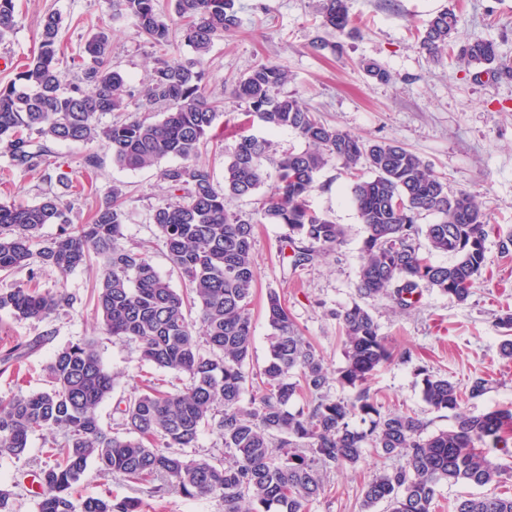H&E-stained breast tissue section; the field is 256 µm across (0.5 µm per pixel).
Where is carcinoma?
Instances as JSON below:
<instances>
[{"mask_svg": "<svg viewBox=\"0 0 512 512\" xmlns=\"http://www.w3.org/2000/svg\"><path fill=\"white\" fill-rule=\"evenodd\" d=\"M119 7L160 50L179 26L193 53L184 61L158 60L140 91L145 109L165 106L163 117L100 126L99 115L124 108V97L131 94L128 80L108 64L109 38L100 32L85 46L81 81L62 88L61 19L51 13L42 20L37 54L0 88V144L12 165L23 170L39 167L50 143L103 141L113 164L130 171L179 160L161 170L178 201L157 207L153 223L186 291L173 288L146 251L119 244L127 215L117 187L89 224L69 223L55 195L29 206L1 201L0 272L23 270L37 258L64 279L101 259L94 306L102 333L136 343L143 360L185 376L187 383L178 389L165 387L162 379L144 380L135 394L115 404L122 431H108L98 409L112 393L114 376L105 369L97 342L84 340L54 355L46 366V388L0 399V457L24 454L37 432L51 436L45 442L51 465L36 475L37 512H140L139 498L74 497L73 486L91 465L103 476H118L153 494L174 490L187 498L214 499L222 512H306L324 492V473L354 468L368 452L396 464L365 484L362 512L381 505L385 512H435L443 483L503 482L505 470L489 458L488 449L508 448L511 409L464 411L456 383L420 368L423 400L452 419L448 429L427 435V424L417 415L382 411L368 385L393 359L368 302L387 298L407 310L424 287L466 302L485 268L486 241L494 231L482 203L467 191H449L448 183L406 148L325 125L298 97L275 94L287 74L270 64H259L240 79L235 95L247 104L246 117L269 131L292 130L306 147L277 161L269 185L263 164L268 140L242 136L224 163V186H218L198 160L201 146L224 136L218 123L223 99L206 93L203 61L215 38L239 26L235 0H174L172 16L160 13L156 0H119ZM321 13L324 26L340 34L351 24L347 0H323ZM458 21L450 9L435 14L420 32L419 49L433 59L448 52ZM16 24L15 0H0V41ZM458 56L469 65H490L499 60L498 46L477 38L462 44ZM333 161L350 175L369 173L352 187L365 238L355 286L360 301L334 312L345 358L336 383L350 391L336 399L326 391L323 357L274 290L265 306L271 330L267 362L255 373L246 371L257 280L256 222L224 205L227 198L268 186L260 199L261 219L288 228L292 265L304 267L344 240L341 225L307 201L318 174ZM423 212L436 215L437 222L417 224ZM47 224L58 225L59 232L44 239ZM421 237L428 242L425 252ZM435 253L453 260L437 263ZM35 277L31 271L26 282L0 293V311L43 322L74 303L63 290L39 291ZM498 327L509 333L500 353L511 360L512 314L500 317ZM39 345L38 340L18 343L0 355V363L18 369ZM206 427L214 428L229 450L224 460L185 454ZM450 512H512V495H462Z\"/></svg>", "mask_w": 512, "mask_h": 512, "instance_id": "cac0c4a2", "label": "carcinoma"}]
</instances>
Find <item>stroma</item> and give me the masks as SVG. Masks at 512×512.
<instances>
[{"label": "stroma", "mask_w": 512, "mask_h": 512, "mask_svg": "<svg viewBox=\"0 0 512 512\" xmlns=\"http://www.w3.org/2000/svg\"><path fill=\"white\" fill-rule=\"evenodd\" d=\"M240 25L215 39L205 58V87L224 100V118L236 122L245 109L234 94L236 82L260 63H271L288 75L283 95H296L326 124L359 137L395 142L427 162L450 190L474 194L487 208L490 224L512 230V78L493 76L488 67L470 66L445 56L429 59L418 48L417 33L437 12L460 14V40L490 39L499 46L504 63L512 65V0H348L354 31L341 35L322 24L319 0H236ZM17 25L0 42V87L14 75L16 65L33 57L38 47L41 18L49 13L62 19L59 67L64 84L79 81L77 66L87 40L98 31L111 35L108 62L123 72L133 91L124 111L100 116L102 125L133 117H160L145 112L140 90L148 82L159 56L174 60L190 56L180 33H173L165 54H158L131 20L113 19L111 0H16ZM328 42L316 50L317 41ZM340 44L331 52V44ZM376 65L390 73L379 81L366 72ZM97 155L95 178H87L85 159ZM160 165L137 171L119 168L101 143L56 144L37 171L14 168L0 151V200L22 205L44 195H58L70 223L87 224L112 185L126 195L128 218L123 247L147 245L151 261L174 288L184 286L180 273L152 221L154 209L170 202ZM352 179L339 164L327 165L308 197L312 209L326 214L345 230L343 243L302 268L292 265V251L280 224L258 225L253 254L258 277L251 304L253 344L248 370L262 368L268 354L270 329L263 313L268 290L285 299L294 323L322 354L329 372L344 363L334 311L351 304L360 266L364 226L352 201ZM36 273L39 287L55 291L66 286L75 295L73 306L50 320L37 322L0 312V349L38 336L49 341L28 358L20 374L0 375V397L36 391L44 386V368L54 352L82 339H95L105 368L116 374L115 389L100 407L103 427L120 430L114 414L116 400L128 396L143 379L156 375L177 382V374L155 371L142 362L135 343L104 335L98 328L91 292L96 274L81 267L59 279L49 267L0 275V292H7ZM371 313L395 356L375 373L370 391L386 411L417 414L429 432L451 425L445 413L423 400L417 369L448 377L466 386L473 376L490 379L481 398L463 401L464 410L479 414L512 409V361L499 353L503 333L497 319L512 313V254H501L496 236L486 242V267L468 300L456 303L426 288L418 304L399 310L383 299L372 302ZM43 438L33 435L20 457H0V484L12 492V512H36L32 479L47 459ZM366 454L353 469L330 472L325 490L307 505V512H361L365 483L382 468ZM79 495L140 497L144 512H221L215 501L186 498L176 492L153 496L121 478H104L88 468L76 487Z\"/></svg>", "instance_id": "obj_1"}]
</instances>
